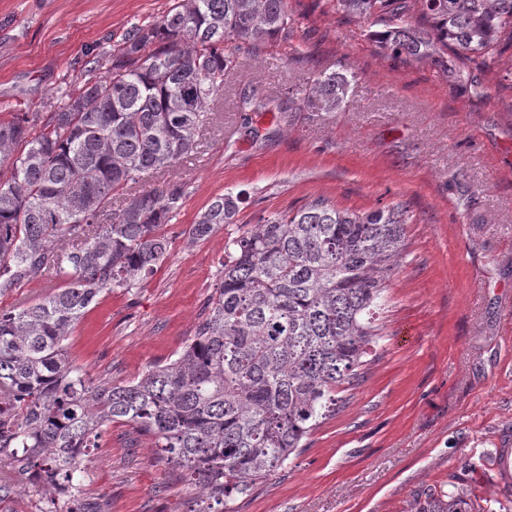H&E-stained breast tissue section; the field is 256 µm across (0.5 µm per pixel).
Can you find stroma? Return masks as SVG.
<instances>
[{
    "label": "stroma",
    "instance_id": "35a3bbf8",
    "mask_svg": "<svg viewBox=\"0 0 512 512\" xmlns=\"http://www.w3.org/2000/svg\"><path fill=\"white\" fill-rule=\"evenodd\" d=\"M172 0H0V121L16 106L53 101L80 76L86 51L110 48ZM288 41L228 73L221 132L179 166L188 194L165 231L167 260L140 287L103 291L75 325L70 355L89 375L121 384L164 363L208 311L228 237L260 217L322 196L337 208L401 201L408 248L379 313L383 327L364 379L311 433L286 468L234 502L236 512H415L430 490L512 512V483L496 481L497 449L512 448V49L492 62L459 58L477 97L438 68L378 53L363 23L330 0H288ZM356 74L344 111L288 105L242 125L255 94L283 99L312 73ZM250 200L234 223L192 241L186 230L227 191ZM81 505L91 512H194L149 440L115 422L92 452ZM11 470L0 512H45Z\"/></svg>",
    "mask_w": 512,
    "mask_h": 512
}]
</instances>
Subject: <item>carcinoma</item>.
I'll use <instances>...</instances> for the list:
<instances>
[{
  "label": "carcinoma",
  "instance_id": "cac0c4a2",
  "mask_svg": "<svg viewBox=\"0 0 512 512\" xmlns=\"http://www.w3.org/2000/svg\"><path fill=\"white\" fill-rule=\"evenodd\" d=\"M359 17L378 52L428 62L452 86L478 87L448 56L493 59L512 46V0H332ZM288 0H174L138 21L48 112L0 122V297L38 274L66 286L0 308V465L39 477L47 512H78L85 461L114 421L148 437L157 458L203 500L233 501L286 467L344 402L382 335L376 314L408 248L406 204L339 209L316 197L228 238L209 311L176 357L140 378L95 380L74 364V326L105 289L137 287L167 258L164 225L186 183L166 178L201 152L224 76L241 50L288 40ZM318 73L288 90L313 112H339L349 77ZM161 185L138 189L146 176ZM247 194L215 197L186 230L233 223ZM433 492L417 512H472Z\"/></svg>",
  "mask_w": 512,
  "mask_h": 512
}]
</instances>
